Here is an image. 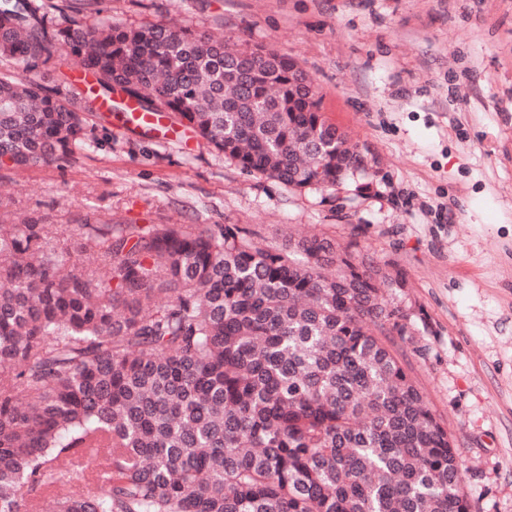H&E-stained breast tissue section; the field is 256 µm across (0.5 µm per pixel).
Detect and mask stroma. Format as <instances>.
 <instances>
[{
  "label": "stroma",
  "instance_id": "35a3bbf8",
  "mask_svg": "<svg viewBox=\"0 0 512 512\" xmlns=\"http://www.w3.org/2000/svg\"><path fill=\"white\" fill-rule=\"evenodd\" d=\"M132 25L206 33L295 61L373 184L298 192L205 140L87 114L91 149L0 166L11 220L67 226L239 224L272 243L357 240L405 277L389 341L464 466L470 512H512V0H65Z\"/></svg>",
  "mask_w": 512,
  "mask_h": 512
}]
</instances>
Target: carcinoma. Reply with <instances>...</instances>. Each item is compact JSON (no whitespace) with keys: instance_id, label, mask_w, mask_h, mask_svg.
<instances>
[{"instance_id":"carcinoma-1","label":"carcinoma","mask_w":512,"mask_h":512,"mask_svg":"<svg viewBox=\"0 0 512 512\" xmlns=\"http://www.w3.org/2000/svg\"><path fill=\"white\" fill-rule=\"evenodd\" d=\"M53 0H0V158L91 146L86 117L32 75L65 56L174 113L249 173L351 190L366 158L299 96L296 63ZM94 255L106 274L81 270ZM0 512H470L464 470L387 336L402 273L326 237L260 247L239 224H6L0 212ZM86 457L93 487L77 488Z\"/></svg>"}]
</instances>
